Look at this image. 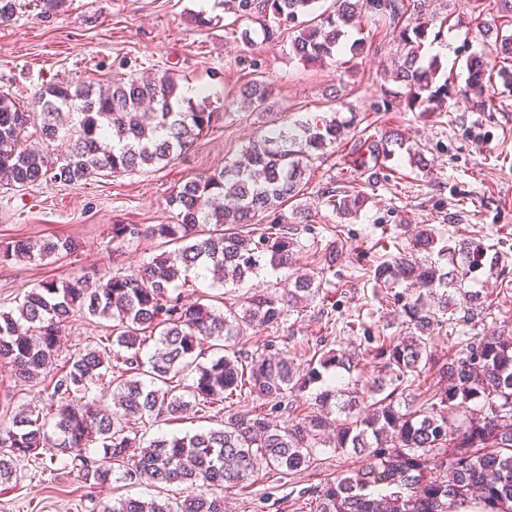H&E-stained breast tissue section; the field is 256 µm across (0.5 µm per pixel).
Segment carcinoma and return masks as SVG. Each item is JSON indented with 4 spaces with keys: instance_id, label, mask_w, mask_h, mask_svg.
<instances>
[{
    "instance_id": "cac0c4a2",
    "label": "carcinoma",
    "mask_w": 512,
    "mask_h": 512,
    "mask_svg": "<svg viewBox=\"0 0 512 512\" xmlns=\"http://www.w3.org/2000/svg\"><path fill=\"white\" fill-rule=\"evenodd\" d=\"M319 2L224 0V9L259 25L236 32L241 41L252 43L258 32L267 43L286 38L307 67L334 62L344 53L360 57L364 44L346 41L349 30L366 12L388 19L404 50L393 63L394 78L404 86V104L411 112H441L458 93L474 95L475 106L485 109L494 102V84L512 91V34L496 26L482 29L496 62L468 56L465 86L459 88L439 78L438 58L421 56L435 27L430 0H332L322 11ZM239 96L261 109L267 87L255 79L240 88ZM37 107L31 112L0 93L2 186L47 179L72 185L91 175L167 164L215 121L208 98L186 97L180 77L171 72L153 80L123 77L106 87L51 82L40 91ZM63 110L75 113L77 123L51 164L41 151L22 144L37 117L41 139L48 144L60 140L57 115ZM352 123L315 116L271 128L224 168L181 185L167 201L175 223L112 225L116 239L146 238L177 249L94 289L82 277L42 282L24 293L16 313L0 314V364L25 382L46 381L53 389L47 411L25 407L0 416L1 482L16 477L14 460L36 456L50 443L57 460L80 466L85 483L93 487L108 484L118 467L119 481L182 490L175 502L163 504L120 495L102 512H224L225 489L245 486L262 469L287 475L314 468L317 448L323 446L351 453L361 465L313 488L314 512H512V336L468 338L455 359L442 363L431 350L434 332L444 323L467 325L485 313V297L466 282L498 257L479 243L457 244L449 270L424 257L434 239L422 229L409 246L410 255L374 268L377 287L403 286L393 299L407 335L391 336L380 347L382 369L374 380L357 378L347 388L320 392L317 412L294 413L296 392L322 378L323 369L353 373L359 352H324L310 361L305 379L299 378L295 358L282 350L256 355L247 368L235 355L195 362L204 344L222 347L246 325L278 326L323 292L321 275L338 257L334 244L325 248L318 274H291L279 290L247 297L239 313L200 303L187 306L174 283L192 268L226 283L266 267H293L300 245L289 224L309 223L302 204L307 171L314 155L342 142ZM404 146L394 130L356 136L342 185L326 188L323 204L346 219L357 217L367 196L354 182L362 179L377 188L390 170L388 161ZM260 216L267 226L257 236L247 232ZM74 249L67 239L19 238L0 242V263L42 260ZM458 310L463 315L453 317ZM80 314L112 325L99 348L72 353L59 367V338ZM151 341L155 352L144 359L141 349ZM434 367L441 386L420 404L402 383ZM184 373L192 375L186 386L179 380ZM108 374L113 406L93 409L83 403L89 384ZM244 392L284 410L286 420L227 412L224 403ZM471 402L479 404L478 412L460 428L448 426V409ZM192 409L210 420L224 417L223 427L161 437L140 447L135 425L178 420ZM96 442L104 452L97 460L87 455ZM435 458L439 464L433 468Z\"/></svg>"
}]
</instances>
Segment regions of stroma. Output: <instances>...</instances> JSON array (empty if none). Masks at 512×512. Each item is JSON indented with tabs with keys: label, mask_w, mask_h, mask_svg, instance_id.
<instances>
[{
	"label": "stroma",
	"mask_w": 512,
	"mask_h": 512,
	"mask_svg": "<svg viewBox=\"0 0 512 512\" xmlns=\"http://www.w3.org/2000/svg\"><path fill=\"white\" fill-rule=\"evenodd\" d=\"M11 21L0 23V91L33 105L47 82L106 84L116 77L157 76L178 70L184 88L209 95L218 118L206 134L164 166L115 177H93L71 186L44 181L27 188L0 187V242L18 238H66L74 253L41 262L0 263V313L14 311L23 294L45 280L74 276L96 283L128 274L157 254L155 242L116 239V224H169L167 198L189 178L222 169L225 162L270 125L319 114L346 120L357 116L372 129L393 127L409 145L423 149L428 169L397 151L384 186L368 191L357 218L344 220L321 202L322 190L339 179L349 143L326 149L306 178L304 201L312 221L298 227L302 249L298 265L313 273L322 253L335 244L339 256L328 273L321 299L278 326L250 325L231 343L241 356L285 350L303 365L316 350L364 348L366 335L396 336L390 294L375 288L372 271L381 261L405 252L428 226L435 245L430 257L447 264L448 249L472 240L497 250L494 271L476 272L469 286L486 297L482 320L463 333L444 327L431 342L436 357L454 356L460 336L512 332V93L499 94L493 108L480 112L456 95L443 112H410L402 87L388 73L400 45L392 27L365 14L351 39L362 40L364 54L340 66H303L287 43L234 37L233 14L204 0H68L63 11L42 13L36 0H21ZM432 11L446 21L440 38L449 49L443 74L463 85L469 54L485 51L478 19L500 18L498 0H432ZM219 16L216 27H194L198 11ZM262 74L270 87L269 111L251 110L239 86ZM287 271L263 269L240 282L219 284L191 270L183 288L185 303L202 302L219 310L241 309L253 292L273 291ZM106 332L92 317H74L61 336L59 356L96 347ZM51 390L15 376L0 364V407L46 406ZM52 449L39 459L16 464L17 478L0 483V512H101L113 493L144 500H166L169 490L153 484L120 483L92 487L78 468L52 461ZM357 458L330 448L318 451L316 468L283 479L258 473L244 489L224 493L226 512H299L304 491L337 473L357 467Z\"/></svg>",
	"instance_id": "35a3bbf8"
}]
</instances>
